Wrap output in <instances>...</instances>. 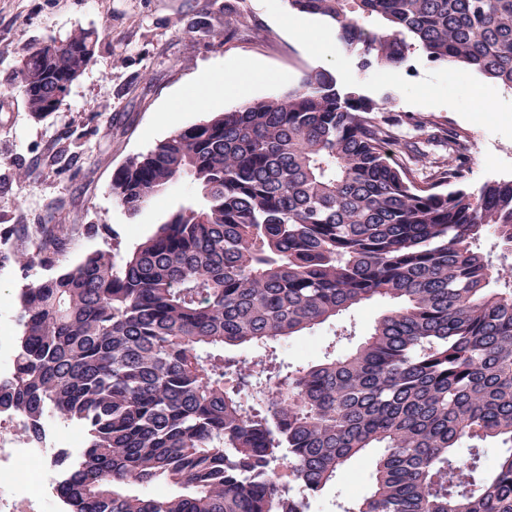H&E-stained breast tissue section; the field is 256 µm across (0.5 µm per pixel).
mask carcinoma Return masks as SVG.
I'll list each match as a JSON object with an SVG mask.
<instances>
[{"instance_id":"cac0c4a2","label":"carcinoma","mask_w":512,"mask_h":512,"mask_svg":"<svg viewBox=\"0 0 512 512\" xmlns=\"http://www.w3.org/2000/svg\"><path fill=\"white\" fill-rule=\"evenodd\" d=\"M289 3L363 71L418 52L512 89V0ZM95 45L82 31L33 49L29 111H56ZM381 111L320 70L175 131L110 193L132 219L180 181L195 201L21 292L0 406L33 438L48 416L82 430L71 512H314L372 450L342 512H512V264L482 248L512 254V182L442 189L465 178L450 132L448 162L416 181ZM375 298L391 307L343 354L240 355Z\"/></svg>"}]
</instances>
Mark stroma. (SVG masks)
<instances>
[{
	"mask_svg": "<svg viewBox=\"0 0 512 512\" xmlns=\"http://www.w3.org/2000/svg\"><path fill=\"white\" fill-rule=\"evenodd\" d=\"M288 0H0V322L18 335L19 293L24 285L73 265L106 243L121 249L152 235L179 206L196 196L193 185L174 184L162 197L128 218L109 193L114 174L173 134L206 119L208 110L181 113L176 126L159 123L161 112L189 94L200 69L220 63L228 78L221 104L231 110L246 100L287 93L310 72L324 70L358 84L386 105L401 143H418L430 159L447 157L434 134L451 130L467 142L464 188L512 181V91L463 67L448 68L412 55L408 66L359 70L356 57L319 56L311 43L334 34L326 20L305 15L308 40L287 25L295 17ZM233 25L224 35L225 25ZM94 33L93 60L73 82L56 112H29L16 68L48 38ZM257 64L258 81L242 87L240 66ZM426 126H417V118ZM62 224L60 258L38 254L40 225ZM35 255L28 267L19 254ZM387 305L375 300L341 316L356 326L355 339L337 341L336 326L310 333L318 348L354 347Z\"/></svg>",
	"mask_w": 512,
	"mask_h": 512,
	"instance_id": "stroma-1",
	"label": "stroma"
}]
</instances>
